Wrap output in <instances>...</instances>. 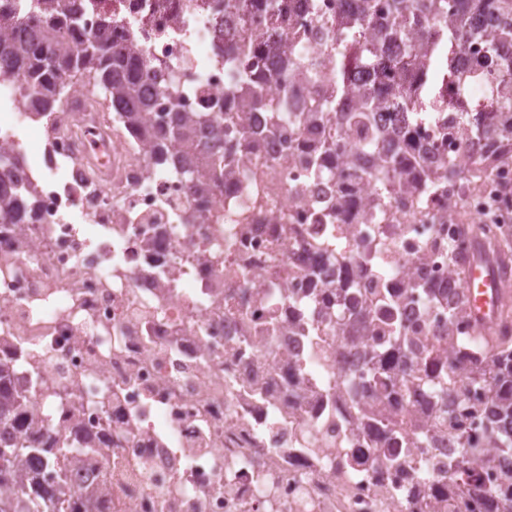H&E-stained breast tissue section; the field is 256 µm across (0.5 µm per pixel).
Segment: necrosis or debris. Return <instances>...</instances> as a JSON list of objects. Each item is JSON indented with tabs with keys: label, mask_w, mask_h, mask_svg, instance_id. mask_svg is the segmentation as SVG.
I'll use <instances>...</instances> for the list:
<instances>
[{
	"label": "necrosis or debris",
	"mask_w": 512,
	"mask_h": 512,
	"mask_svg": "<svg viewBox=\"0 0 512 512\" xmlns=\"http://www.w3.org/2000/svg\"><path fill=\"white\" fill-rule=\"evenodd\" d=\"M85 32L111 14L117 35L140 57L172 70L185 111L215 112L225 93L248 94L245 78L265 72L294 46L321 48L323 22L342 0H287L279 15L251 10L246 24L217 26L214 0H81ZM238 45L225 65L220 40ZM396 92L432 103L433 115L401 123L378 111L373 169L388 133L400 157L426 146V182L402 170L400 189L378 205L383 178L352 179L339 163L312 177L294 115L314 108L321 89L297 83L267 90L278 117L249 112L246 125L274 135L225 154L219 189L192 192L174 165L151 166L139 139L110 116L108 100L78 88L38 116L13 107L0 122V148L27 156L17 127L37 124L41 149L25 165L35 190L29 224L0 225V360L29 397L30 431L82 449L43 465L42 481L96 487L97 512H504L512 455L456 447L458 432L482 439L484 392L464 394L462 416L443 399L418 396L400 423L431 428L428 447L390 464L372 419L357 414L368 352L385 351L386 325L356 356H338L336 313L315 288L350 283L366 246L381 245L380 288L353 286L357 302L386 290L398 301L401 340L418 350L447 332L434 288L448 285V251L464 253L472 224L512 225V161L492 159L486 176L448 178L445 161L469 168L457 128L441 112H485L492 72L468 87L431 88L422 67ZM201 213V223L187 221ZM345 241L344 255L322 249ZM457 335H474L458 322ZM463 462L480 488L444 494L449 460ZM425 472L413 484L411 471Z\"/></svg>",
	"instance_id": "necrosis-or-debris-1"
}]
</instances>
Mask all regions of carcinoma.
Wrapping results in <instances>:
<instances>
[{"instance_id":"cac0c4a2","label":"carcinoma","mask_w":512,"mask_h":512,"mask_svg":"<svg viewBox=\"0 0 512 512\" xmlns=\"http://www.w3.org/2000/svg\"><path fill=\"white\" fill-rule=\"evenodd\" d=\"M343 2L348 9L336 21L341 34L336 44L325 47V57L315 58L290 47L273 61L267 73L257 78L258 86L279 84L287 78L304 79L318 86H340L348 73L364 62L372 61L382 69L392 67L402 73L427 52L450 78L464 87L470 76L459 70L457 51L480 32L484 23L493 22L497 34L491 47L492 57L504 66L499 73L503 93L491 100L490 106L501 112L503 125L489 127L474 118V125L466 127L465 138L471 166L465 171L450 162L448 177H478L484 172L487 159L512 151V0H391L386 17L377 13L375 0ZM421 17L431 20V32L419 43L407 41V61L402 64L384 49L387 23L407 22L412 27ZM14 74L27 78L26 88L20 91V103L37 114L53 111L59 100L76 90L77 83L72 77L85 76L87 84L102 88L110 96L117 121L148 138L151 164L168 163V145L175 142L180 145L178 169L193 191L208 184L218 185L217 168L224 160V144L245 145L252 134L230 113L227 131L203 137L196 126L209 122L210 118L188 115L182 101L174 96L168 99L164 110L151 117L155 97L167 87L169 68L145 66L130 44L112 35L110 15L100 18L93 33L82 35V13L77 0H69L64 9L58 0H32L24 18L0 22V78ZM354 95L358 103L348 110L337 111L334 122L330 117L335 105L332 98L323 99L316 109L315 120L320 125L311 138L310 152L315 176L322 175L331 161L354 156L362 150V146L349 142L346 135L371 123L373 101L380 93L358 88ZM418 106L409 96L386 104L408 118L415 115ZM398 165L395 149L382 152L380 168L384 175L397 172ZM32 207V189L20 179L0 186V224H20L30 219ZM473 234L490 249L512 251V230L498 232L487 224H477ZM448 271L454 278L446 305L451 328L461 318H472L459 279L457 255L451 249ZM318 295L324 302L336 305V312L349 323V329L342 334L345 349L357 347L358 333L381 319L394 333L400 332L394 302L385 297L374 306L363 307L351 301L347 288H321ZM499 319L504 331L489 341L481 336L464 339L450 333L446 340H431L419 351L400 352L397 364L392 367L380 355L370 354L366 361L367 391L393 407L412 402L415 389L420 386L437 397L458 395L466 384L482 387L488 393L484 439L489 447L512 454L511 304L500 310ZM26 408L24 396L11 385L9 365L0 362V428L22 420ZM355 410L380 425L381 445L390 444L396 424L388 412L378 411L363 400L356 402ZM428 441L429 429L417 426L405 434L401 447L424 448ZM67 452L69 449L60 447L59 440L51 435H38L16 448L0 447V512H41L31 507L35 499L50 508L64 506V512H91L97 490L72 494L60 481L44 485L23 472L26 459L56 464ZM448 476L462 491L475 487V476L458 463H448Z\"/></svg>"}]
</instances>
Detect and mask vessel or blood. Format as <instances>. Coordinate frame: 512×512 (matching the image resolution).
<instances>
[{
  "instance_id": "obj_1",
  "label": "vessel or blood",
  "mask_w": 512,
  "mask_h": 512,
  "mask_svg": "<svg viewBox=\"0 0 512 512\" xmlns=\"http://www.w3.org/2000/svg\"><path fill=\"white\" fill-rule=\"evenodd\" d=\"M466 269L465 289L478 333L487 335L497 329L495 311L500 303L506 302L507 292L498 288L492 273L475 256L463 260Z\"/></svg>"
}]
</instances>
